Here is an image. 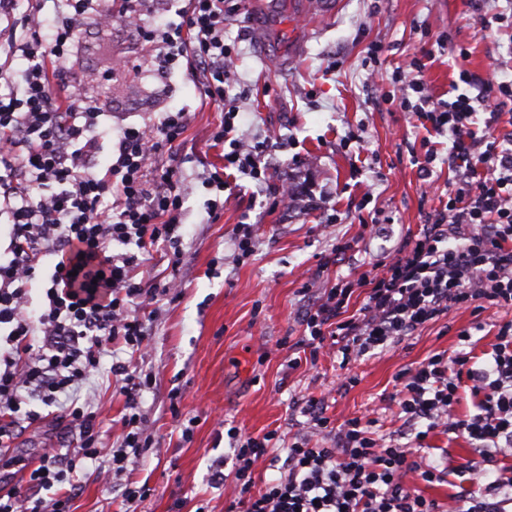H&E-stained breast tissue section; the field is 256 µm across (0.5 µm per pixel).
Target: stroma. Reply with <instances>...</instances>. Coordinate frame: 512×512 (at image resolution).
<instances>
[{
  "label": "stroma",
  "instance_id": "stroma-1",
  "mask_svg": "<svg viewBox=\"0 0 512 512\" xmlns=\"http://www.w3.org/2000/svg\"><path fill=\"white\" fill-rule=\"evenodd\" d=\"M506 16L512 17V0H333L325 11L317 9L316 0H247L245 14L224 29L225 43L236 46L233 72L251 89L239 131L248 144L257 138L281 143L269 179L293 185L300 201L286 210L270 208L244 177V193L226 203L214 222L206 213L211 194L200 177L224 165V145L210 139L224 119L220 107L200 106L199 90L183 68L162 81L133 71L110 72L112 61L121 57L143 62L134 33L113 30L100 51L74 56L89 97L111 108L113 126L140 125L183 104L195 112L182 152L183 261L172 267L159 247L137 274L149 285L174 276L183 281L177 299L163 296L155 305L150 351L139 355L119 348L73 396H60L51 406L32 400L39 418L16 439L15 453L34 460L60 449L69 432L61 420L63 407L88 401L104 410L106 443L119 446L125 399L111 384L112 361L155 374V384L140 398L151 447L131 459L121 481L109 477L103 464L86 462L69 512H225L233 487L212 485L210 473L215 460L234 458L228 427L245 437L278 431L284 448L299 438L331 445V434L316 430L293 409L297 399L322 393L335 423L371 411L379 420L378 433L389 436L398 427L393 395L403 369L464 349L475 366L488 362L499 318L492 309L450 310L394 349L356 364L358 381L347 388L337 385L336 358L299 361L295 344L307 307L303 289L322 292L339 277L383 261L399 241L419 232L439 204L438 188L448 183L442 163L447 137L428 136L416 119L378 101L391 90L394 70L431 51L425 80L442 101L463 67L485 79H510L512 27L503 24ZM373 42L384 48L376 67L366 59ZM460 47L469 52L461 66L455 62ZM163 85L167 94H158ZM352 133L361 135V142L347 143ZM427 139L440 157L429 180L417 165ZM324 189L332 193L338 223H328L314 205ZM376 213L384 221L380 237L364 228ZM240 224L252 225L256 240L253 255L242 260L233 238ZM351 239L358 240L357 248L336 265L320 268L321 255ZM464 329L472 332L466 346L458 338ZM420 454L445 472L444 480L433 483L411 477V487L425 497L450 506L457 492L485 483L463 469L472 456L465 438L434 430ZM127 480L149 487V496L126 503L121 493Z\"/></svg>",
  "mask_w": 512,
  "mask_h": 512
}]
</instances>
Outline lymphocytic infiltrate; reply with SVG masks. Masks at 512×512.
Instances as JSON below:
<instances>
[{
	"label": "lymphocytic infiltrate",
	"instance_id": "1",
	"mask_svg": "<svg viewBox=\"0 0 512 512\" xmlns=\"http://www.w3.org/2000/svg\"><path fill=\"white\" fill-rule=\"evenodd\" d=\"M102 0H61L50 27L39 14L46 0H0V215H7L8 243L0 252V447L12 448L31 422L33 397L56 403L98 373L101 359L122 345L133 351L151 343L152 306L159 294L177 293V280L145 287L135 271L156 246L172 265L182 262L181 233L186 188L176 157L191 108L165 112L159 122L112 128L106 112L67 79L70 56L88 21L103 18ZM175 20L146 28L141 0H119L111 19L150 44L148 72L165 75L189 59L201 99L220 105L224 120L213 140L229 143L222 169L201 181L207 189L238 195L231 171L251 178L274 206L296 199L289 185L266 178L270 140L243 144L237 136L241 105L250 94L232 84V49L224 26L242 9L237 0H169ZM25 67L13 72L15 58ZM426 65L413 58L397 69L385 99L435 134L447 135L448 194L428 212L416 238L394 250L378 272L339 278L312 299L298 343L310 360L333 347L341 362L340 386L355 383L352 362L394 348L453 308H494L507 318L497 325L489 361L475 367L469 353L434 354L406 369L395 397L401 422L395 438L375 430L371 417L337 425L321 397L298 403L314 427L334 436L315 448L308 440L287 450L283 478L256 487L255 468L276 448V432L247 438L235 450L228 512H507L512 478L492 477L502 450L512 451V147L494 136L512 82L481 80L468 69L459 79L468 92L435 101L425 82ZM485 121H478V112ZM124 252H114V244ZM42 281V303L30 308L32 284ZM365 296L358 310L350 301ZM110 373L128 409L119 447L101 441L100 411L69 407L74 432L64 451L39 464L11 456L0 465L18 468L22 489L0 490V512H66L80 486L83 461H100L115 475L146 447L138 411L152 374L113 362ZM469 388L474 414L458 417L460 388ZM470 441V471L485 477L480 494H467L446 509L413 490L410 475L432 483L437 467L418 461L429 432L437 428ZM58 488L56 498H34Z\"/></svg>",
	"mask_w": 512,
	"mask_h": 512
}]
</instances>
